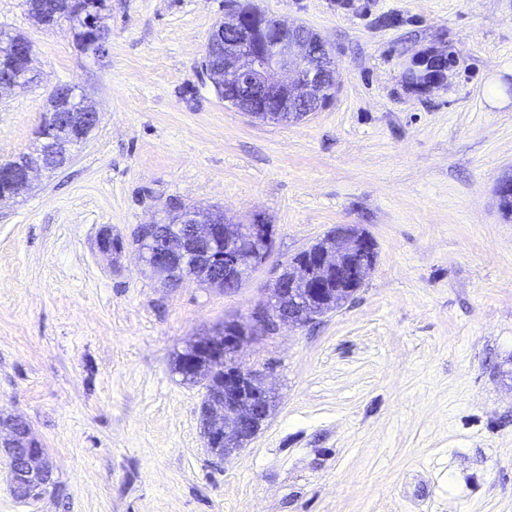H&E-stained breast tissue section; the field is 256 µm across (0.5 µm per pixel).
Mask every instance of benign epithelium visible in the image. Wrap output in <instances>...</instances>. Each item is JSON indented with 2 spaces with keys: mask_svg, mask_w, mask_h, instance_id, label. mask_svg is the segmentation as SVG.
Here are the masks:
<instances>
[{
  "mask_svg": "<svg viewBox=\"0 0 512 512\" xmlns=\"http://www.w3.org/2000/svg\"><path fill=\"white\" fill-rule=\"evenodd\" d=\"M86 41L102 46L107 32L99 20L89 21L82 28ZM226 34L238 36L234 46L224 52V67L212 68L203 61V69L218 96L235 93L244 98V111L254 118L275 123L294 121L288 111V99L314 102V111L322 104L314 100L316 88L331 80L325 58L331 56L323 39L303 24L277 23L273 32L265 29L258 15L236 9L212 31L206 49ZM7 53L16 61V78L0 83V91L20 87L32 73V46L23 39L10 42ZM447 55L426 51L412 58L405 71L408 83L429 89L443 84L446 78ZM74 88L66 87L50 102L39 132V147L27 159L14 158L0 164V204L17 197L16 189H28L40 172L59 168L51 159L69 161L74 149L85 142L99 121L97 112L83 102L77 112L71 111ZM224 232V253L213 254L209 245L219 232ZM150 240L160 239L152 269L167 281L187 276L185 264L175 265L180 256H191L197 247L201 262L224 279L231 291L242 287L248 273L265 262L274 238L273 225L255 218L249 224H236L221 209L210 211H176L165 218L143 225ZM365 250L366 242L355 244L339 233L323 249L292 265L288 281L276 279L268 301L254 309L243 321H227L218 328L224 339V350L212 355L216 367L224 372L222 391L211 402L217 417L224 420V432L215 438L224 442V456L229 457L251 440L266 419L268 403L276 399L274 391L264 383L262 374L238 361L242 346L259 337L275 333L283 325L303 326L317 318V289L311 287L320 275L341 276L352 264L355 246ZM99 252L107 258L121 255L123 242L104 234L98 242ZM0 447L13 453L11 475L17 493L26 498L39 496L51 481V474L38 470V461L45 457L40 441L34 439L28 425L17 417L3 422Z\"/></svg>",
  "mask_w": 512,
  "mask_h": 512,
  "instance_id": "7a95c632",
  "label": "benign epithelium"
}]
</instances>
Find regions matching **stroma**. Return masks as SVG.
Wrapping results in <instances>:
<instances>
[{"instance_id":"stroma-1","label":"stroma","mask_w":512,"mask_h":512,"mask_svg":"<svg viewBox=\"0 0 512 512\" xmlns=\"http://www.w3.org/2000/svg\"><path fill=\"white\" fill-rule=\"evenodd\" d=\"M318 32L336 63L332 104L264 122L201 73L230 0H106L108 40L38 25L0 0V32L28 39L29 86L0 96V163L33 148L56 87L100 121L66 167L0 204V411L25 419L53 482L0 512H512V0H248ZM444 86L404 74L427 50ZM274 227L265 264L224 292L164 286L139 225L173 205ZM377 261L353 300L245 344L276 407L229 459L201 432L205 388L176 352L266 302L287 263L338 227ZM123 240L116 260L104 230Z\"/></svg>"}]
</instances>
